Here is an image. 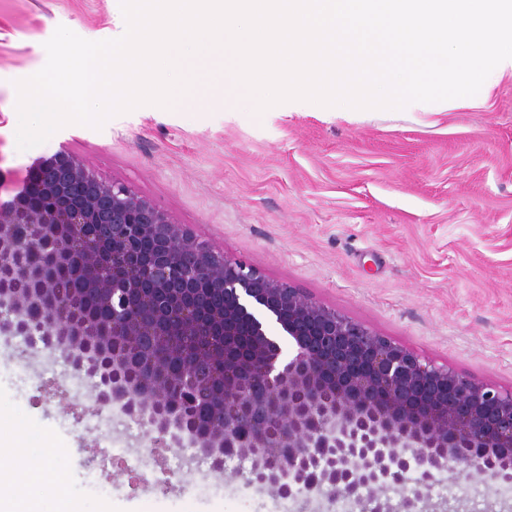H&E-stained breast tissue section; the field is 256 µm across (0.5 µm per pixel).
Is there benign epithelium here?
<instances>
[{
    "label": "benign epithelium",
    "instance_id": "benign-epithelium-1",
    "mask_svg": "<svg viewBox=\"0 0 512 512\" xmlns=\"http://www.w3.org/2000/svg\"><path fill=\"white\" fill-rule=\"evenodd\" d=\"M0 335L61 353L98 408L284 500L379 512L395 488L394 512H422L447 476L512 485V388L267 278L65 151L0 202Z\"/></svg>",
    "mask_w": 512,
    "mask_h": 512
}]
</instances>
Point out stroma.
<instances>
[{
  "label": "stroma",
  "mask_w": 512,
  "mask_h": 512,
  "mask_svg": "<svg viewBox=\"0 0 512 512\" xmlns=\"http://www.w3.org/2000/svg\"><path fill=\"white\" fill-rule=\"evenodd\" d=\"M125 30L119 0H0V200L60 151L124 183L216 249L471 378L512 387V76L433 114L300 105L256 114L234 93L143 105L102 128L16 145L15 81L47 61L58 26ZM234 120H225V112ZM65 477L78 512H330L294 503L93 412L61 354L17 357L0 336V445ZM430 512H512L477 480L428 493Z\"/></svg>",
  "instance_id": "35a3bbf8"
}]
</instances>
